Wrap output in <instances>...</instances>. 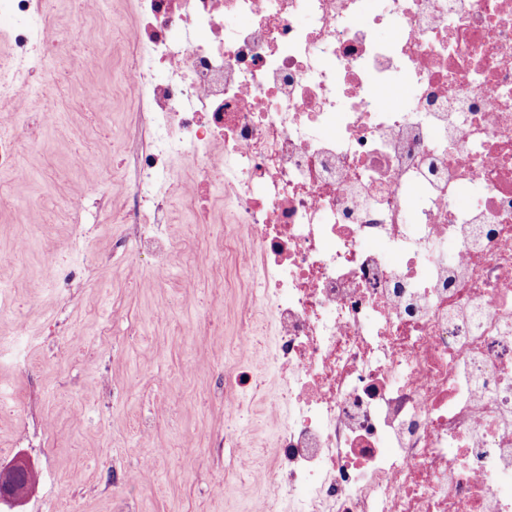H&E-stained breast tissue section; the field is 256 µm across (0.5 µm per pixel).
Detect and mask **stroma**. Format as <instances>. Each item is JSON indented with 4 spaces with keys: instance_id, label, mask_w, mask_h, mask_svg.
Returning <instances> with one entry per match:
<instances>
[{
    "instance_id": "obj_1",
    "label": "stroma",
    "mask_w": 512,
    "mask_h": 512,
    "mask_svg": "<svg viewBox=\"0 0 512 512\" xmlns=\"http://www.w3.org/2000/svg\"><path fill=\"white\" fill-rule=\"evenodd\" d=\"M135 0H112L116 27L79 15L77 0H54L49 25L83 34L54 63L65 77L48 104L56 125L23 154L28 178L0 172V254L26 247L0 265L11 303L0 314V466L28 460L36 484L22 504L0 512H267L260 469L274 465L270 442L288 417L274 369L261 374L242 413L241 447L224 445V408L235 401L228 382L240 365V323L251 297L244 266L250 245L226 248L232 213L224 203L212 221L195 224L182 198L172 202L162 232L174 262L157 282L127 225V145L136 103L121 75L131 48ZM96 68L82 66L86 56ZM95 87L111 112L89 119L76 82ZM19 101L24 112L47 104ZM109 147L108 169L79 167L76 142ZM111 183L110 209L95 186ZM82 198L72 212L68 203ZM210 261L186 270L196 253ZM75 270L70 284L46 276L51 261Z\"/></svg>"
}]
</instances>
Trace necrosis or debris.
I'll return each mask as SVG.
<instances>
[{"label":"necrosis or debris","instance_id":"4bbe7bcc","mask_svg":"<svg viewBox=\"0 0 512 512\" xmlns=\"http://www.w3.org/2000/svg\"><path fill=\"white\" fill-rule=\"evenodd\" d=\"M130 225L175 196L255 246L288 419L260 479L299 512H512V0H136ZM0 112L72 43L0 0ZM51 109L0 137V169ZM194 177L167 184L175 161Z\"/></svg>","mask_w":512,"mask_h":512}]
</instances>
